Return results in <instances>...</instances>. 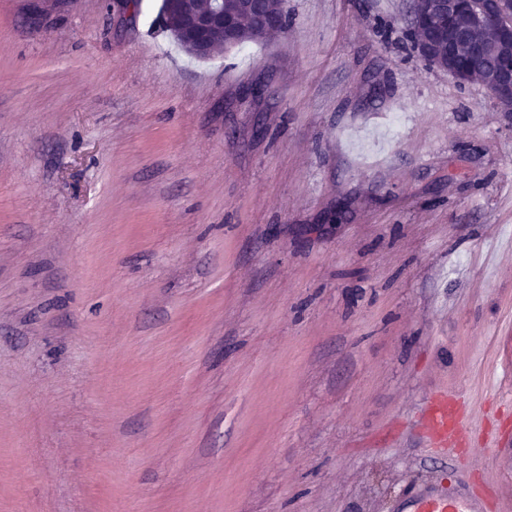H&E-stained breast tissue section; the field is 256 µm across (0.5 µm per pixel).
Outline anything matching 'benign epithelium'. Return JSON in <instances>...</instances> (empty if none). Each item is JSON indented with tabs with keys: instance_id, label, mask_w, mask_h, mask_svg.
I'll return each mask as SVG.
<instances>
[{
	"instance_id": "benign-epithelium-1",
	"label": "benign epithelium",
	"mask_w": 512,
	"mask_h": 512,
	"mask_svg": "<svg viewBox=\"0 0 512 512\" xmlns=\"http://www.w3.org/2000/svg\"><path fill=\"white\" fill-rule=\"evenodd\" d=\"M234 10L227 12L225 0H210V8L189 16L192 41L179 39L182 48L198 59L210 57L208 34L224 32L230 46L239 41L237 21L250 17L265 25L268 19L255 15V0H232ZM447 27L448 49L437 55L427 32ZM408 30L415 33L414 47L419 58L430 68L448 73L461 85L481 86L503 117L512 120V68L487 66L475 72L459 67L458 61L476 48L490 58L512 57V0H423L422 9L409 16Z\"/></svg>"
}]
</instances>
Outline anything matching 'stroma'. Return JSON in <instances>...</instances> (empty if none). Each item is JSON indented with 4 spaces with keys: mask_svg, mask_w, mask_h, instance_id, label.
<instances>
[{
    "mask_svg": "<svg viewBox=\"0 0 512 512\" xmlns=\"http://www.w3.org/2000/svg\"><path fill=\"white\" fill-rule=\"evenodd\" d=\"M161 3L0 0V512H512V126L407 0ZM210 8L204 12L192 13L188 18V26L194 34L193 41H186L179 33L178 39L182 48L189 55L198 59H207L211 56L208 45V34L214 29H222L224 39L230 46H236L239 41L237 21L242 17H250L258 24L266 25L268 19L265 16H256L257 0H209ZM232 1L234 10L228 13L225 3ZM426 427L437 448L458 447L467 436L456 401H440L427 415ZM412 512H484L477 499L448 500L430 491L421 492L410 502Z\"/></svg>",
    "mask_w": 512,
    "mask_h": 512,
    "instance_id": "stroma-1",
    "label": "stroma"
}]
</instances>
